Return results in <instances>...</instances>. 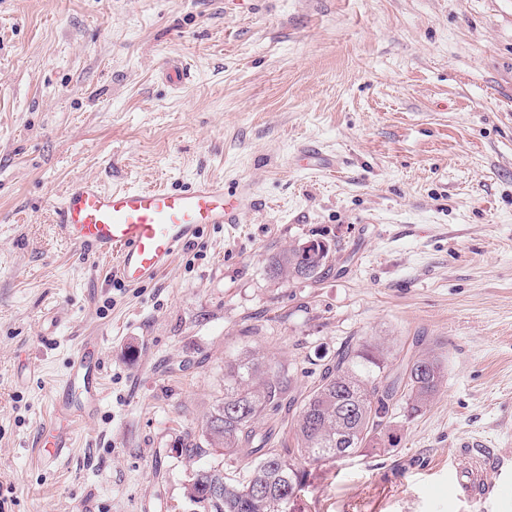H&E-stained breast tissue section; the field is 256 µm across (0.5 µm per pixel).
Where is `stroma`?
Instances as JSON below:
<instances>
[{"label":"stroma","instance_id":"obj_1","mask_svg":"<svg viewBox=\"0 0 512 512\" xmlns=\"http://www.w3.org/2000/svg\"><path fill=\"white\" fill-rule=\"evenodd\" d=\"M187 61L191 81L161 73ZM336 160L303 167L301 148ZM249 185L154 281L58 234L74 181ZM326 243L306 281L282 249ZM103 338V399L71 448L37 436L79 340ZM447 374L386 452L311 465V512H512V0H0V512H193L188 456L257 350L295 393L344 343ZM501 461L510 494L455 492L458 447ZM300 246L289 247L276 255L269 265V273L274 279L294 281L299 278V270L306 259L302 258Z\"/></svg>","mask_w":512,"mask_h":512}]
</instances>
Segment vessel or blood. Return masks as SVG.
<instances>
[{
	"instance_id": "vessel-or-blood-1",
	"label": "vessel or blood",
	"mask_w": 512,
	"mask_h": 512,
	"mask_svg": "<svg viewBox=\"0 0 512 512\" xmlns=\"http://www.w3.org/2000/svg\"><path fill=\"white\" fill-rule=\"evenodd\" d=\"M250 189L226 191L223 182L200 181L187 189L162 185L108 190L99 181L73 182L56 208L59 233L72 245L112 257V277L127 287L155 280L179 250L205 226L235 224L249 209ZM100 337L83 338L52 399V417L41 429L42 447H71L79 421L92 417L102 399ZM489 457L468 450L458 457L460 499L476 502L494 494L486 482Z\"/></svg>"
}]
</instances>
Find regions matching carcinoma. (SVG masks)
<instances>
[{"mask_svg": "<svg viewBox=\"0 0 512 512\" xmlns=\"http://www.w3.org/2000/svg\"><path fill=\"white\" fill-rule=\"evenodd\" d=\"M305 259L290 247L269 265L271 277L299 279ZM445 361L433 346L412 354L403 370L392 372L383 344L365 340L336 351L318 381L300 396L292 415V440L272 446L276 428L266 423L269 411L290 395L287 371L270 359L245 355L224 365V398L207 417L206 445L228 458H252L247 475L226 480L224 470L209 467L194 473L186 498L196 512H309L295 492L309 484L308 464L335 463L377 450L382 440L396 446L397 412L410 419L433 401L445 378ZM221 492L207 494L208 484Z\"/></svg>", "mask_w": 512, "mask_h": 512, "instance_id": "carcinoma-1", "label": "carcinoma"}]
</instances>
